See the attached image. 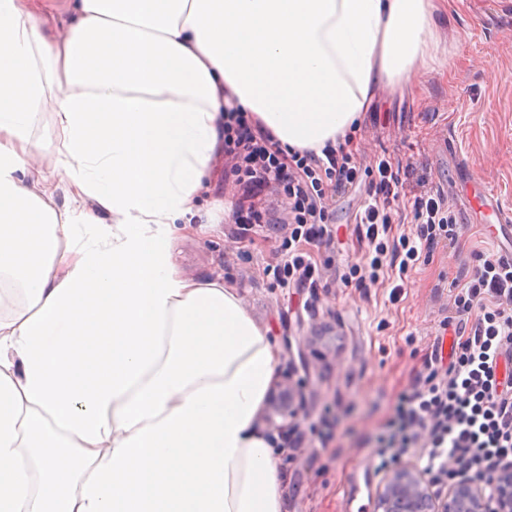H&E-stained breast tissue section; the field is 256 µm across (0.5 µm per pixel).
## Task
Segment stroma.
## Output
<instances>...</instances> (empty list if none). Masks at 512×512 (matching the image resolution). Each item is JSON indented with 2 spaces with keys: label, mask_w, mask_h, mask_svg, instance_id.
<instances>
[{
  "label": "stroma",
  "mask_w": 512,
  "mask_h": 512,
  "mask_svg": "<svg viewBox=\"0 0 512 512\" xmlns=\"http://www.w3.org/2000/svg\"><path fill=\"white\" fill-rule=\"evenodd\" d=\"M440 65L419 78L415 94L380 88L351 150L363 161L381 155L424 165L430 186L447 196L463 224L456 246L438 245L392 297L390 283L344 287L340 277L361 247L350 193L336 203V241L310 246L325 274L319 288H282L267 266L282 258L280 234L236 242L230 215L235 187L216 160L198 195L192 224L179 233L173 259L188 278H223L261 329L281 347L276 381L302 392L296 421L262 405L255 424L274 448L284 512H375L382 479L365 439L378 434L399 396L416 383L448 314V287L475 251L492 253L485 225L466 195L477 183L512 215V0H454L435 31ZM292 426L296 447L284 444Z\"/></svg>",
  "instance_id": "35a3bbf8"
}]
</instances>
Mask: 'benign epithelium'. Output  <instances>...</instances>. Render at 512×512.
<instances>
[{
	"label": "benign epithelium",
	"instance_id": "obj_1",
	"mask_svg": "<svg viewBox=\"0 0 512 512\" xmlns=\"http://www.w3.org/2000/svg\"><path fill=\"white\" fill-rule=\"evenodd\" d=\"M297 397L293 385H279L277 411L293 416ZM376 506L379 512H512V470L480 478L459 476L442 492L417 469L398 468L379 483Z\"/></svg>",
	"mask_w": 512,
	"mask_h": 512
}]
</instances>
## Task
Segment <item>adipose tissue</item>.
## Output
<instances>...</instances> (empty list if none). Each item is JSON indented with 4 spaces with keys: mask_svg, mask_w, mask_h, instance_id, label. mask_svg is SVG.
I'll use <instances>...</instances> for the list:
<instances>
[{
    "mask_svg": "<svg viewBox=\"0 0 512 512\" xmlns=\"http://www.w3.org/2000/svg\"><path fill=\"white\" fill-rule=\"evenodd\" d=\"M34 8L0 0V512H283L255 427L280 345L180 274L176 222L226 107L321 152L414 92L440 0H74L58 37ZM33 138L38 141L41 152L40 160L45 169H52V161L56 155V141L52 134V116L51 113L46 112L43 116L41 124L34 129Z\"/></svg>",
    "mask_w": 512,
    "mask_h": 512,
    "instance_id": "obj_1",
    "label": "adipose tissue"
}]
</instances>
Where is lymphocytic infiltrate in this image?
I'll return each mask as SVG.
<instances>
[{
  "instance_id": "f902f5d3",
  "label": "lymphocytic infiltrate",
  "mask_w": 512,
  "mask_h": 512,
  "mask_svg": "<svg viewBox=\"0 0 512 512\" xmlns=\"http://www.w3.org/2000/svg\"><path fill=\"white\" fill-rule=\"evenodd\" d=\"M417 164L382 156L363 164L345 144L322 154L283 149L273 135L236 107L224 111V170L238 186L233 232L248 239L274 225L258 198L273 188L288 207L287 258L272 266L277 286H316L319 273L307 247L332 244L337 197L363 196L354 214L364 252L341 277L366 288L382 269L405 280L439 243L455 244L461 226L448 199L431 189L406 190L404 177ZM408 210L413 236L392 234L398 209ZM472 271L450 284L448 324L457 341L451 359L431 352L415 389L402 394L378 437V470L413 454L422 472L481 476L512 466V262L474 253Z\"/></svg>"
}]
</instances>
